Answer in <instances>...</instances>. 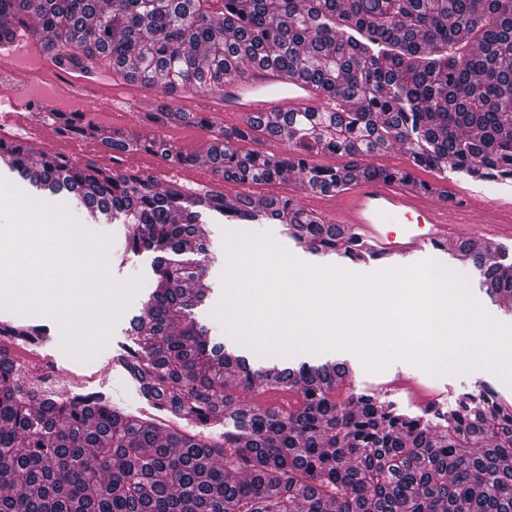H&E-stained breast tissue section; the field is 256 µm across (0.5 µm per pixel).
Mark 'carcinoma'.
Wrapping results in <instances>:
<instances>
[{
  "instance_id": "cac0c4a2",
  "label": "carcinoma",
  "mask_w": 512,
  "mask_h": 512,
  "mask_svg": "<svg viewBox=\"0 0 512 512\" xmlns=\"http://www.w3.org/2000/svg\"><path fill=\"white\" fill-rule=\"evenodd\" d=\"M0 49L40 40L67 73L179 91H220L254 64L333 91L334 112H282L213 130L207 151L227 182L270 183L298 170L313 192L356 177L406 178L401 169L316 165L318 154L374 156L394 145L413 166L464 179H512V0H0ZM36 116L64 137L95 128L85 112L46 105ZM213 126L206 112L162 104L140 131L114 130L115 152L145 151L176 166L198 156L160 134L170 123ZM254 131L283 140L279 154L229 147ZM20 178L53 194H79L90 214L124 216L127 245L157 253L158 288L132 319L126 366L156 408L196 429L175 431L89 395L22 384L0 346V512H512V403L466 393L460 410L421 416L369 395L344 400L328 385L338 365L251 370L210 344L193 316V271L163 254L195 239L197 207L230 220H279L313 249L336 251V225L288 199L232 204L190 195L154 177L77 166L45 152L33 170L26 145L0 138ZM487 291L512 294V263L480 254ZM241 382L289 390L284 409L237 408L224 443L204 429L233 404L224 370Z\"/></svg>"
}]
</instances>
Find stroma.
Returning <instances> with one entry per match:
<instances>
[{
  "label": "stroma",
  "instance_id": "35a3bbf8",
  "mask_svg": "<svg viewBox=\"0 0 512 512\" xmlns=\"http://www.w3.org/2000/svg\"><path fill=\"white\" fill-rule=\"evenodd\" d=\"M167 139L183 152L198 155L196 164L178 169L161 158L146 152L123 153L112 155L104 146L99 136L87 135L77 138H59L54 128H46L32 149L34 152H59L68 156L76 164H84L95 160L101 166H115L127 171H144L152 173L161 184L178 182L193 186L198 179H206L209 189L226 194H246L253 199L291 198L299 206L307 204V190L302 186L295 174H288L284 179L271 183L253 186H242L227 182L214 176L209 164L204 163L210 142L209 131L189 124L168 127L165 131ZM0 179L5 180L32 200L51 205L65 206L70 215L79 216V224L87 231L110 236L111 244L107 253V268L110 277L123 283L131 279H139L140 286L129 305L116 320L105 347L91 360L83 362L69 354L62 347L63 334L59 322L44 313H18L12 310H0L1 320L20 321L29 324H40L48 328V342L39 344L36 349L41 364L53 375L66 378L72 375L83 377L85 383L79 387L82 395L93 394L102 397L103 401L116 405L127 414L149 416L154 414L152 400L144 397L136 382H129L126 389L119 390L114 380L125 377L126 371L118 361L124 346L132 344L130 322L139 312L142 301L148 297L156 286L154 272L155 254L151 251L133 253L124 247L127 226L123 219L108 215L98 217L81 216L82 204L74 195H54L41 189L30 181L21 179L15 172L0 163ZM263 233L267 232L292 255L314 266H336L351 273H358L359 268L350 260L336 258L335 255L323 254L307 248L296 241L290 234L287 225L272 220L268 224H251L245 221H229L209 210H201L196 237L203 244V251L187 249L178 254L177 259L182 265L195 267L204 265L205 273L199 284L203 291V299L193 309L196 319L206 326L212 341L223 344L228 352L246 357L251 369L260 370L272 366L298 368L300 365L319 366L325 363L342 362L349 359L346 351H331L322 354L296 353L290 356L261 355L249 346L237 341L225 329L214 311L219 305L222 294V276L227 268L228 256L225 248V232ZM392 377L388 371L370 372L359 369L351 389L352 394H370L379 396L381 400L393 402L398 411L412 416L421 415L422 410L415 405L406 391L389 390L388 384ZM488 382L493 391L502 398L512 400V385L505 382L497 374L481 368L460 373L438 375L433 388L442 392L443 410H454L458 407L461 394L460 384H467L469 391H476L480 382Z\"/></svg>",
  "mask_w": 512,
  "mask_h": 512
}]
</instances>
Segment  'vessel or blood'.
I'll use <instances>...</instances> for the list:
<instances>
[{
  "instance_id": "obj_1",
  "label": "vessel or blood",
  "mask_w": 512,
  "mask_h": 512,
  "mask_svg": "<svg viewBox=\"0 0 512 512\" xmlns=\"http://www.w3.org/2000/svg\"><path fill=\"white\" fill-rule=\"evenodd\" d=\"M180 103L240 123L249 116L330 111L336 101L332 92L255 65L246 77L225 78L222 92L202 98L191 92ZM309 205L324 223L356 236L360 265L405 268L432 248L448 249L462 262L466 255L460 241L484 246L512 241V198L479 201L452 182L435 183L426 193L408 180L361 178L330 194H312ZM396 381L410 389L420 406L437 399L415 373L398 371Z\"/></svg>"
}]
</instances>
